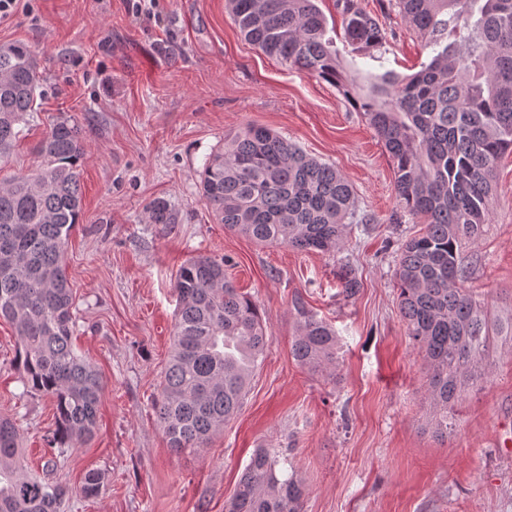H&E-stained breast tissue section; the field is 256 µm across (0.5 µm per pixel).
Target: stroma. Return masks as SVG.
I'll return each mask as SVG.
<instances>
[{
  "instance_id": "obj_1",
  "label": "stroma",
  "mask_w": 512,
  "mask_h": 512,
  "mask_svg": "<svg viewBox=\"0 0 512 512\" xmlns=\"http://www.w3.org/2000/svg\"><path fill=\"white\" fill-rule=\"evenodd\" d=\"M0 21V45L40 59L44 97L0 180L36 169L37 142L59 119L87 146L84 216L66 254L79 310L74 344L105 382L94 436L46 468L52 400L25 392L17 337L0 319V417L22 434V463L68 486L63 512H225L257 448L286 457L306 485L303 512H512V152L498 161L489 217L463 241L465 285L488 304L499 337L482 379L453 407L455 427L430 423L428 366L399 310L398 248L419 234L400 209L393 163L363 113L332 83L289 69L251 45L228 0H154L153 19L131 0H30ZM387 32L381 62L337 40L346 69L419 70L429 51L392 0H361ZM278 131L349 180L358 222L342 249L261 246L219 224L198 173L246 124ZM157 197L180 223L146 224ZM225 260L256 304L267 351L244 405L206 447L176 454L152 410L173 343L174 277L189 257ZM361 286L342 292V268ZM336 331V369L311 371L291 354L295 299ZM101 474L84 498L85 474Z\"/></svg>"
}]
</instances>
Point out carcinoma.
<instances>
[{
  "mask_svg": "<svg viewBox=\"0 0 512 512\" xmlns=\"http://www.w3.org/2000/svg\"><path fill=\"white\" fill-rule=\"evenodd\" d=\"M319 0H229L244 37L291 69L333 83L363 112L393 161L402 208L424 221L405 241L396 270L399 308L412 345L429 366L436 433L448 435V405L482 377L492 344L490 313L464 287L459 247L488 217L498 160L512 149V0H396L424 40L429 63L403 79L355 75L338 60ZM344 38L381 61L383 25L358 0H335ZM40 62L26 45H0V159L11 156L19 125L37 111ZM35 151L40 168L0 183V319L18 337L15 366L26 391L51 398L55 428L47 465L74 442L92 437L104 382L72 345L78 312L66 275L69 236L83 215L81 170L86 145L59 120ZM201 198L224 228L259 245L333 253L344 243L354 197L335 166L309 157L262 126L248 124L213 154L200 177ZM147 224H176L169 201L145 208ZM170 358L154 404L169 447H204L237 415L262 360L267 336L254 302L238 291L224 262L206 255L177 270ZM294 359L315 371L336 366V332L304 303ZM21 433L0 418V512H59L68 490L25 472ZM278 455L254 450L227 512H302L305 489L295 473L277 474ZM100 491L90 471L80 487Z\"/></svg>",
  "mask_w": 512,
  "mask_h": 512,
  "instance_id": "carcinoma-1",
  "label": "carcinoma"
}]
</instances>
